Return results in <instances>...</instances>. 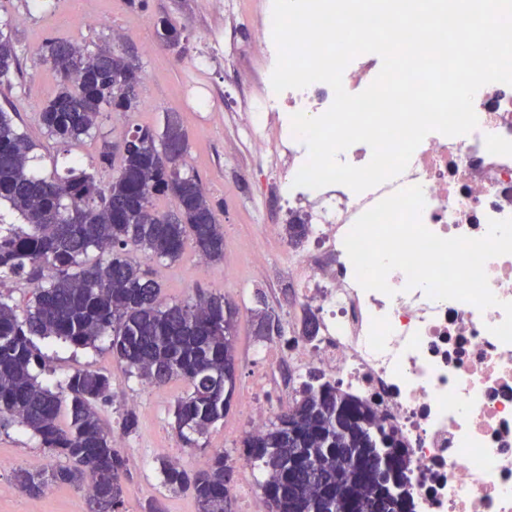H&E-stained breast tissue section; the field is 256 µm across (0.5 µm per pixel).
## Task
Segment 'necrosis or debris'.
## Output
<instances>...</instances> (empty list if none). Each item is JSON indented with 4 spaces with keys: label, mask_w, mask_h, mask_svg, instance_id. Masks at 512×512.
<instances>
[{
    "label": "necrosis or debris",
    "mask_w": 512,
    "mask_h": 512,
    "mask_svg": "<svg viewBox=\"0 0 512 512\" xmlns=\"http://www.w3.org/2000/svg\"><path fill=\"white\" fill-rule=\"evenodd\" d=\"M273 0H262L251 54L258 71L240 69L255 96L225 104L238 131L230 149L255 159L258 197L280 196L287 219L306 234L290 248L295 304L312 311L314 338L289 336L255 349L257 365L242 401L249 431L272 412L263 366L288 363L296 385L311 376L335 384L369 406L397 439L409 476L410 512H512V344L492 326L502 309L479 310L435 301L392 271L391 294L357 282L344 238L357 218L380 200L421 186L423 224L438 236L479 238L492 219L512 217V86L490 83L474 97L478 125L464 136L428 134L399 176L361 193L343 185L294 186L308 159L292 131V114L317 116L334 100L326 83L275 93Z\"/></svg>",
    "instance_id": "necrosis-or-debris-1"
}]
</instances>
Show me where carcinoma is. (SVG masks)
Listing matches in <instances>:
<instances>
[{
  "label": "carcinoma",
  "mask_w": 512,
  "mask_h": 512,
  "mask_svg": "<svg viewBox=\"0 0 512 512\" xmlns=\"http://www.w3.org/2000/svg\"><path fill=\"white\" fill-rule=\"evenodd\" d=\"M166 43L183 40L169 19L157 23ZM40 58L60 76V88L39 113L48 136L80 142L99 129L105 112H132L141 69L105 43L94 51L70 41L44 44ZM10 34L0 30V79L18 68ZM177 117L158 133L136 126L123 133L120 156L103 144L100 163L116 171L103 185L83 167L47 180L30 173L34 144L0 110V204L21 223L0 233V273L27 275L34 285L23 315L0 298V423L17 422L43 447L66 459L50 471L14 472L15 486L33 496L52 485L96 490L100 512H123L126 459L114 449L96 403L112 381L91 370L74 372L54 392L34 374L41 363L34 338L86 348L106 334L126 371L148 384L185 381L190 389L174 410L176 428L203 435L224 419L235 389L233 325L224 297L199 291L167 302L150 269L128 248L174 262L192 244L208 262L224 260V227L201 180L183 171L188 152L167 149ZM168 196L172 209L155 200ZM97 258L89 262V253ZM247 459L267 472L262 484L269 512H406L407 476L396 439L371 409L331 384L307 385L277 422L243 440ZM164 484L189 492L199 512H233L231 466L222 452L197 470L164 461Z\"/></svg>",
  "instance_id": "1"
}]
</instances>
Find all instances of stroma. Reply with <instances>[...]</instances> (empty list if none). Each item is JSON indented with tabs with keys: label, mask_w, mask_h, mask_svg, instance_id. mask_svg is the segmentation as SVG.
I'll use <instances>...</instances> for the list:
<instances>
[{
	"label": "stroma",
	"mask_w": 512,
	"mask_h": 512,
	"mask_svg": "<svg viewBox=\"0 0 512 512\" xmlns=\"http://www.w3.org/2000/svg\"><path fill=\"white\" fill-rule=\"evenodd\" d=\"M84 10L94 11L98 24L75 27L73 17ZM161 17L184 27L180 50L157 45L156 21ZM1 25L12 34L22 71L0 80V108H15L16 124L35 145L32 169L37 175L61 176L76 162L86 168L97 167L98 180L108 183L112 170L97 166L103 141H115L120 128L147 125L162 130L166 113H177L188 135L185 168L199 176L224 226V259L198 267L191 247L174 263L152 260L140 250L131 251L130 258L153 266L167 300L185 301L200 289L224 296L232 308L235 326L233 403L224 420L211 426L193 445L180 436L174 418L175 403L186 395L187 383L173 380L149 386L125 374L112 354L109 337L79 349L54 339L39 340L44 356L43 368L37 373L39 382L53 388L79 369L111 376V396L100 406L99 415L127 461L125 512H143L152 499L161 502L165 512H198L190 493L173 492L165 486L160 463L174 459L194 469L199 460L216 450L229 457L231 487L245 485L250 490L249 498L235 499L234 512H268L261 488L265 474L244 461L247 430L240 401L255 370L250 360L253 347L270 342L262 334L258 314L276 321L283 333L301 332L302 315L291 305L290 282L260 278L263 270L285 265L287 248L285 240L263 238V226L251 209L254 182L243 175L241 162L228 152L235 127L224 120V101L236 95V77L227 64L214 62L200 79L193 66L206 33L223 27V16L212 11L210 0H144L139 8L129 7L125 0H45L41 5L33 0H0ZM117 30L123 31L136 51L142 70L138 109L127 114L105 113L100 135L77 145L49 137L39 123V111L56 94L60 77L50 65L39 61L38 49L61 39L93 51L110 41ZM130 410L136 414L138 425L127 434L122 424ZM63 462V457L43 448L40 439L21 424L0 427V512H91L84 491L76 487L54 486L38 497L14 488L15 470L32 465L51 468Z\"/></svg>",
	"instance_id": "stroma-1"
}]
</instances>
